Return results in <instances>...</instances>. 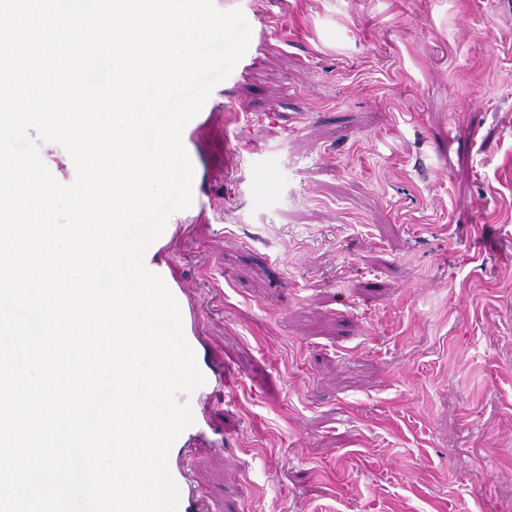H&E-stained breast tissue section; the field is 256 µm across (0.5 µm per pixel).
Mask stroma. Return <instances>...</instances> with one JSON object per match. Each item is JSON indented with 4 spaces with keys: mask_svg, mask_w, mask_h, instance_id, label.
Returning <instances> with one entry per match:
<instances>
[{
    "mask_svg": "<svg viewBox=\"0 0 512 512\" xmlns=\"http://www.w3.org/2000/svg\"><path fill=\"white\" fill-rule=\"evenodd\" d=\"M175 275L233 382L208 512H512V0H224ZM213 109L214 99L213 94L211 93L202 110L186 124L182 131L189 138V142L184 145V148L191 160L194 170L191 186L192 204L189 208L181 210L188 214L200 215L212 207L211 200L208 197L206 198L201 190L203 168L198 160L200 151L197 147L196 141L197 138L204 135L210 127L213 126L214 119L216 117V114L212 112Z\"/></svg>",
    "mask_w": 512,
    "mask_h": 512,
    "instance_id": "1",
    "label": "stroma"
}]
</instances>
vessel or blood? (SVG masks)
Instances as JSON below:
<instances>
[{"mask_svg": "<svg viewBox=\"0 0 512 512\" xmlns=\"http://www.w3.org/2000/svg\"><path fill=\"white\" fill-rule=\"evenodd\" d=\"M213 109V102H206L202 110L184 128V132L189 138L185 150L190 160L194 162L191 186L192 204L189 211L196 215L202 214L212 207L210 199L206 198L201 190L203 168L197 162L199 149L196 140L213 125L215 119ZM176 236V228L170 224L166 225L163 233L145 248L142 254V263L148 271L162 277L177 300L182 316L183 334L191 347L195 348L200 344L195 330L198 309L190 286L174 279L173 260L166 255ZM201 372L206 379L205 384L192 393H181L177 396L179 403L190 406L194 418L193 424L180 434L168 454L169 472L179 490V512H203L204 507V497L192 486L189 474L183 464V454L186 448L193 443H203L206 439L204 410L217 387V380L209 367H202Z\"/></svg>", "mask_w": 512, "mask_h": 512, "instance_id": "1", "label": "vessel or blood"}]
</instances>
